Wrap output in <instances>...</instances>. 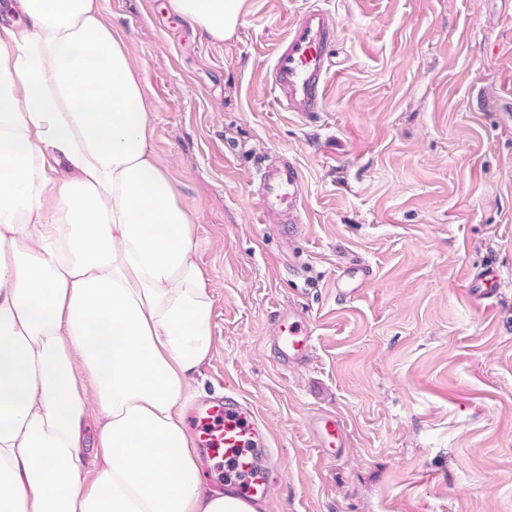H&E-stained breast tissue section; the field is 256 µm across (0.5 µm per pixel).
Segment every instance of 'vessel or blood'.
Returning <instances> with one entry per match:
<instances>
[{
  "label": "vessel or blood",
  "mask_w": 512,
  "mask_h": 512,
  "mask_svg": "<svg viewBox=\"0 0 512 512\" xmlns=\"http://www.w3.org/2000/svg\"><path fill=\"white\" fill-rule=\"evenodd\" d=\"M336 34L334 16L318 5L308 6L290 19L268 75L280 110L304 116L322 111L326 85L334 73ZM257 178L259 223L281 228L298 225L302 209L298 167L276 157L258 169ZM277 321L271 342L280 362L285 366L303 364L314 346L309 323L292 308L280 309ZM190 425L216 477L225 478L246 498L260 501L268 496L277 462L267 452L268 433L253 410L228 396L194 408ZM308 425L317 447H341L343 424L336 415H315Z\"/></svg>",
  "instance_id": "b4317fda"
}]
</instances>
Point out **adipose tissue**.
<instances>
[{
	"label": "adipose tissue",
	"mask_w": 512,
	"mask_h": 512,
	"mask_svg": "<svg viewBox=\"0 0 512 512\" xmlns=\"http://www.w3.org/2000/svg\"><path fill=\"white\" fill-rule=\"evenodd\" d=\"M215 40L244 0H170ZM0 18V512H258L206 485L185 411L213 299L99 0ZM56 192L61 215L43 199ZM96 417L95 438L88 419Z\"/></svg>",
	"instance_id": "ef3b65f1"
}]
</instances>
